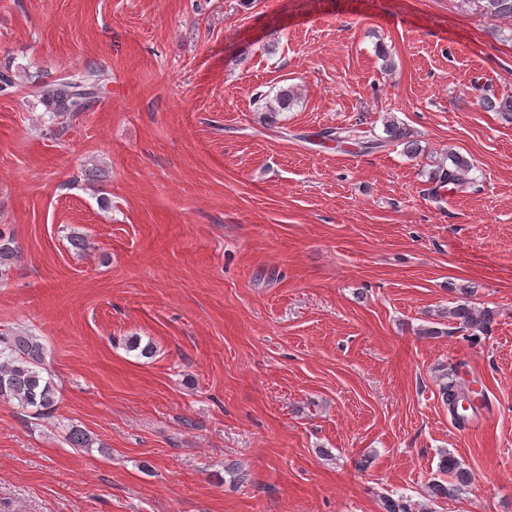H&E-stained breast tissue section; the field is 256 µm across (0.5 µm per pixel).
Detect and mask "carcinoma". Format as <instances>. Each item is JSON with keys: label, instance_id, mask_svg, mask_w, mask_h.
Listing matches in <instances>:
<instances>
[{"label": "carcinoma", "instance_id": "carcinoma-1", "mask_svg": "<svg viewBox=\"0 0 512 512\" xmlns=\"http://www.w3.org/2000/svg\"><path fill=\"white\" fill-rule=\"evenodd\" d=\"M487 11L499 18H512V0H487ZM28 79L40 87L41 103L52 116H65L86 112L99 101L104 92V72L98 67H87L66 77L45 83L39 74H30ZM298 99L297 89L282 86L275 94L276 105L265 113L267 125L276 123L279 113L293 107ZM477 106L485 112H495L504 121L512 123V93L497 95L486 92L477 100ZM319 141L329 140L337 147L353 148L360 152L383 148L389 144H403L407 152L416 153L415 142L407 128L398 118L390 115L383 121V135H367L352 128H325L316 133ZM473 169L472 161L456 152L448 153V164H439L431 172L434 187L431 194L438 197L443 189L459 188L468 182ZM18 258V247L11 234L0 230V280L8 278ZM463 298L446 311L448 321L471 332L473 338L487 331L491 317L488 311L479 310L470 301L473 291L464 288ZM44 346L38 337L17 332L0 335V400L14 401L22 408H29L40 418L52 416L57 406V388L51 377L44 375ZM457 371L447 375V381L440 384V395L455 421L464 424L470 416L479 414V407L486 406L485 394L480 390L458 383ZM67 442L73 448H90L94 439L77 425L69 428ZM438 472L447 476L445 480H434L428 485L434 499H448L462 494L472 483V473L453 454L443 451L437 464ZM382 512H412L409 500L404 496L380 497Z\"/></svg>", "mask_w": 512, "mask_h": 512}]
</instances>
